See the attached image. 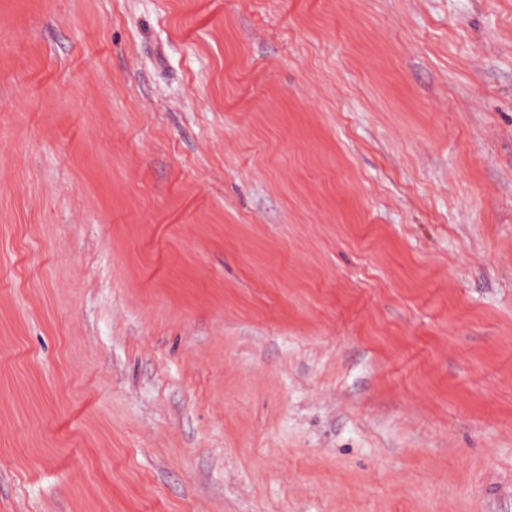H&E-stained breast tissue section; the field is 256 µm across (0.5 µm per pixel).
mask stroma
I'll return each instance as SVG.
<instances>
[{
  "mask_svg": "<svg viewBox=\"0 0 512 512\" xmlns=\"http://www.w3.org/2000/svg\"><path fill=\"white\" fill-rule=\"evenodd\" d=\"M0 512H512V0H0Z\"/></svg>",
  "mask_w": 512,
  "mask_h": 512,
  "instance_id": "obj_1",
  "label": "stroma"
}]
</instances>
